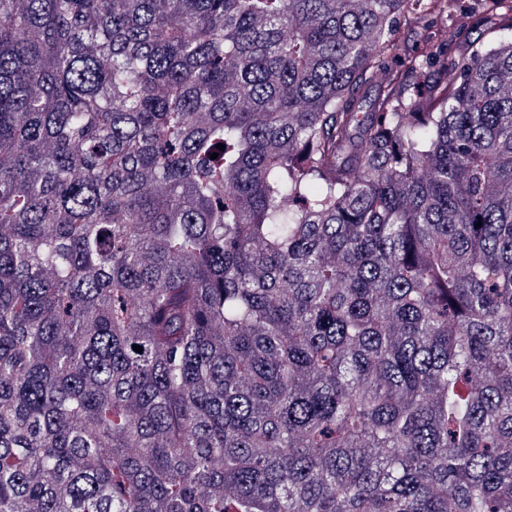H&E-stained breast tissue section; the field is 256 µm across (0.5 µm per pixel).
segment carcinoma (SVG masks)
<instances>
[{"label":"carcinoma","mask_w":512,"mask_h":512,"mask_svg":"<svg viewBox=\"0 0 512 512\" xmlns=\"http://www.w3.org/2000/svg\"><path fill=\"white\" fill-rule=\"evenodd\" d=\"M433 18L0 0V512H512V40ZM484 3L478 0H453L449 3L448 25L438 22L444 49H448V60L453 59L469 40L478 36L471 31L472 23L483 15ZM448 31V33H447Z\"/></svg>","instance_id":"carcinoma-1"}]
</instances>
